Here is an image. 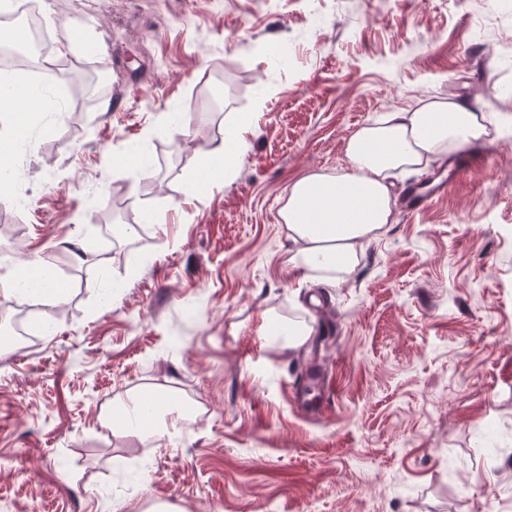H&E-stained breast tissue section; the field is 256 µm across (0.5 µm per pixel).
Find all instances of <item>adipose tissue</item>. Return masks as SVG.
<instances>
[{
    "instance_id": "ef3b65f1",
    "label": "adipose tissue",
    "mask_w": 512,
    "mask_h": 512,
    "mask_svg": "<svg viewBox=\"0 0 512 512\" xmlns=\"http://www.w3.org/2000/svg\"><path fill=\"white\" fill-rule=\"evenodd\" d=\"M492 124L490 113L448 97L396 109L364 125L346 142L348 171L307 174L289 188L281 217L295 245L293 266L318 282L343 281L361 264L364 243L393 221L391 173L411 171L425 161L477 145L489 136ZM251 126L247 120L225 128L221 144L212 151L214 165L204 178L189 183V191L233 180L236 158L247 146ZM31 278L38 280L48 299L66 294L39 260L18 265L5 283L15 292ZM112 420L145 437L158 434L164 425L156 403L144 396L117 405Z\"/></svg>"
}]
</instances>
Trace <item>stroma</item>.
Returning <instances> with one entry per match:
<instances>
[{
	"label": "stroma",
	"mask_w": 512,
	"mask_h": 512,
	"mask_svg": "<svg viewBox=\"0 0 512 512\" xmlns=\"http://www.w3.org/2000/svg\"><path fill=\"white\" fill-rule=\"evenodd\" d=\"M55 111L0 162V249L71 288L0 342V512H512V0H44ZM495 113L480 163L394 207L346 282L290 263L292 182L346 169L383 113L446 96ZM256 127L223 188L188 194L225 124ZM150 220L112 257L115 203ZM340 333L317 398L309 347ZM190 412L144 440L106 415L142 389ZM277 324L275 336L288 348H297L305 343L310 335V328L293 321L273 319Z\"/></svg>",
	"instance_id": "35a3bbf8"
}]
</instances>
